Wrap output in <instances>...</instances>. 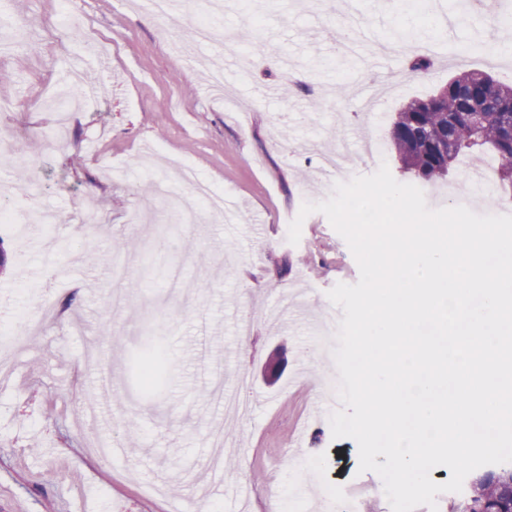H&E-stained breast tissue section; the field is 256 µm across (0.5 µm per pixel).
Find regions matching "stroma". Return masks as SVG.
Here are the masks:
<instances>
[{
	"label": "stroma",
	"mask_w": 512,
	"mask_h": 512,
	"mask_svg": "<svg viewBox=\"0 0 512 512\" xmlns=\"http://www.w3.org/2000/svg\"><path fill=\"white\" fill-rule=\"evenodd\" d=\"M30 18L25 50L0 55V183L11 209L56 211L58 224L0 226L11 264L0 275V341L33 321L51 301L44 328L11 352L12 377L0 386V512H171L211 486L212 512H261L251 496L277 486L283 512H303L321 485H365L363 512H391L383 482L359 473L358 446L333 439L324 401L335 383L332 357L313 329L322 314H339L327 298L337 283H356L358 265L344 239L318 212L306 217L298 244L286 225L302 204L326 199V182L374 173L387 163L401 183L419 184L387 150L392 118L407 102L435 92L464 71L487 72L512 86V57L492 54L501 30L481 10L459 11L453 0H227L222 27L234 54L198 43L196 14L159 20L132 0H0ZM77 15L107 47L85 70L87 104L66 122L35 106L81 54L79 40H46L44 28L62 13ZM433 50V65L410 62ZM266 58L265 66L254 57ZM224 73L228 98L211 92L208 76ZM303 74L307 83L294 79ZM378 140L380 159L363 146ZM27 143L36 169L14 163ZM480 151L459 155L447 177L421 184L429 207L468 204L512 214L496 171L489 185L467 180ZM222 190L233 208L223 216L181 224L156 249L157 278L144 280L135 256L122 281L109 258L114 242L136 234L154 243L173 222L155 210L137 228L148 179L190 199L176 163ZM96 205L102 226L82 222ZM55 267L46 280L47 267ZM189 281L170 290L172 273ZM128 294L113 311V288ZM157 334L168 363L167 383L145 394L129 358ZM122 404L103 396L102 370ZM246 375L249 419L230 417L214 396L216 382L233 389ZM101 413L87 426L79 403ZM222 427L236 448L226 453L224 485L212 487L209 436ZM93 441L136 447L102 460Z\"/></svg>",
	"instance_id": "obj_1"
}]
</instances>
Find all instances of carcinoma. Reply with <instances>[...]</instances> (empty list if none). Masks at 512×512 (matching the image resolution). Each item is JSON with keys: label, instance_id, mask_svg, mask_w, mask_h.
Wrapping results in <instances>:
<instances>
[{"label": "carcinoma", "instance_id": "obj_1", "mask_svg": "<svg viewBox=\"0 0 512 512\" xmlns=\"http://www.w3.org/2000/svg\"><path fill=\"white\" fill-rule=\"evenodd\" d=\"M390 145L402 169L427 182L448 175L463 150L492 152L503 192L512 193V86L471 71L455 75L426 98L404 105L392 123ZM156 348L141 359L140 373L152 385L161 367ZM448 512H512V466L471 479L470 490Z\"/></svg>", "mask_w": 512, "mask_h": 512}]
</instances>
